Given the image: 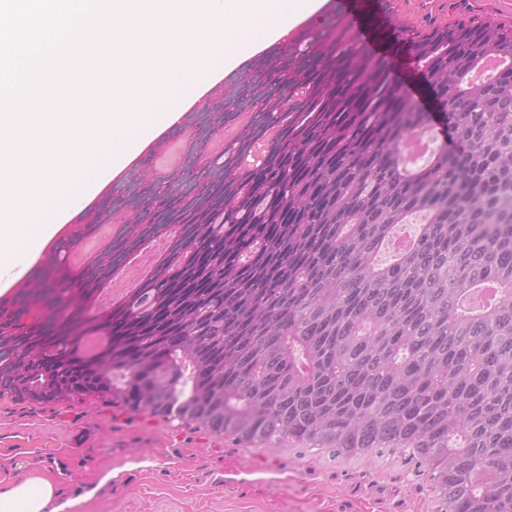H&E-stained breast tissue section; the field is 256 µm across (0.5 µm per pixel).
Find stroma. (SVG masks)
Returning a JSON list of instances; mask_svg holds the SVG:
<instances>
[{"mask_svg": "<svg viewBox=\"0 0 512 512\" xmlns=\"http://www.w3.org/2000/svg\"><path fill=\"white\" fill-rule=\"evenodd\" d=\"M396 24L426 30L464 18L512 25V0H386ZM248 56L175 115L145 152L126 161L100 202L114 204L113 229L135 213L124 201L141 181L213 160L241 123L215 134L199 117L224 109V89L250 67ZM40 476L59 490L63 512H438L439 500L409 455L333 457L324 448H265L219 437L180 420L128 415L89 400L31 405L0 398V480Z\"/></svg>", "mask_w": 512, "mask_h": 512, "instance_id": "1", "label": "stroma"}]
</instances>
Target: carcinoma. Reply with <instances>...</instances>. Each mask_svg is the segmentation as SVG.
Masks as SVG:
<instances>
[{"instance_id":"1","label":"carcinoma","mask_w":512,"mask_h":512,"mask_svg":"<svg viewBox=\"0 0 512 512\" xmlns=\"http://www.w3.org/2000/svg\"><path fill=\"white\" fill-rule=\"evenodd\" d=\"M422 72L429 110L364 46L340 4L279 43L229 95L249 120L202 180L133 200L77 275L66 244L0 300V397L98 399L266 448L359 458L410 449L442 512H512V26L422 34L372 14ZM427 167L401 146L432 123ZM257 143L263 162L241 167ZM424 216L388 265L400 224ZM92 213L69 237L95 233ZM164 237L138 288L103 292ZM496 290L482 310L471 293Z\"/></svg>"}]
</instances>
